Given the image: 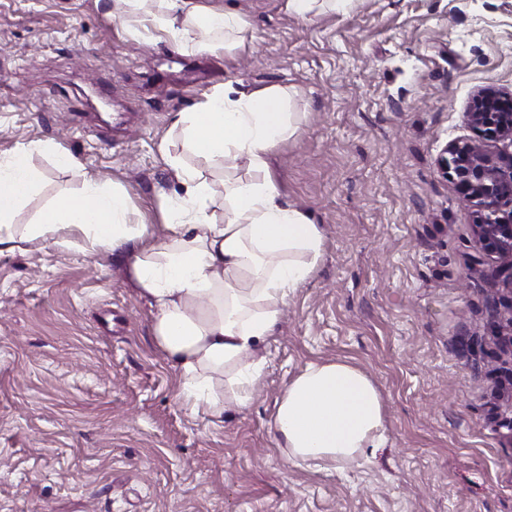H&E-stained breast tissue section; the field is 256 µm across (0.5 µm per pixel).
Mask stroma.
<instances>
[{
	"label": "stroma",
	"instance_id": "stroma-1",
	"mask_svg": "<svg viewBox=\"0 0 512 512\" xmlns=\"http://www.w3.org/2000/svg\"><path fill=\"white\" fill-rule=\"evenodd\" d=\"M253 30L221 57L125 35L122 0H0V158L51 142L81 171L32 158L29 223L88 174L163 232L182 195L160 152L174 113L214 87L293 93L298 134L273 176L319 224L324 253L263 345L248 408L182 406L122 258L22 245L0 257V512H512V403L487 338L506 291L472 265L475 205L435 167L476 138L477 89H512V0H350L302 19L287 0H221ZM377 382L388 441L326 475L289 463L276 402L306 364Z\"/></svg>",
	"mask_w": 512,
	"mask_h": 512
}]
</instances>
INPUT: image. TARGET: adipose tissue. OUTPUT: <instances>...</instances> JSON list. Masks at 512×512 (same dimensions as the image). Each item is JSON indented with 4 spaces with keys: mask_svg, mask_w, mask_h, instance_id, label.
I'll return each mask as SVG.
<instances>
[{
    "mask_svg": "<svg viewBox=\"0 0 512 512\" xmlns=\"http://www.w3.org/2000/svg\"><path fill=\"white\" fill-rule=\"evenodd\" d=\"M121 27L186 51L217 57L247 49L243 16L204 0H123ZM289 92L271 85L235 93L224 84L194 111L176 113L180 151L159 150L186 192L162 205L165 236L135 220L126 193L84 177L75 194L52 202L24 227L19 208L37 190L30 159L48 153L63 168L79 161L59 147L20 144L0 159V256L21 243L69 250L82 243L128 255L127 272L155 310L152 334L182 379L179 398L191 414L223 421L253 398L266 366L257 350L275 335L283 307L322 256L319 225L288 205L271 169L272 149L293 138L298 113L284 111ZM247 158V179L228 170ZM223 181L216 194L215 181ZM275 437L294 466L345 472L387 444L383 399L375 381L342 361L307 364L276 404Z\"/></svg>",
    "mask_w": 512,
    "mask_h": 512,
    "instance_id": "obj_1",
    "label": "adipose tissue"
}]
</instances>
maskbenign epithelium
Segmentation results:
<instances>
[{"mask_svg": "<svg viewBox=\"0 0 512 512\" xmlns=\"http://www.w3.org/2000/svg\"><path fill=\"white\" fill-rule=\"evenodd\" d=\"M468 124L481 133L479 140L455 139L436 159L438 172L455 181L465 202L481 206L472 235L482 257L501 262L499 273L512 292V152L500 144L512 143V91L494 87L478 90L465 113ZM499 352L512 360V304L492 336Z\"/></svg>", "mask_w": 512, "mask_h": 512, "instance_id": "1", "label": "benign epithelium"}]
</instances>
